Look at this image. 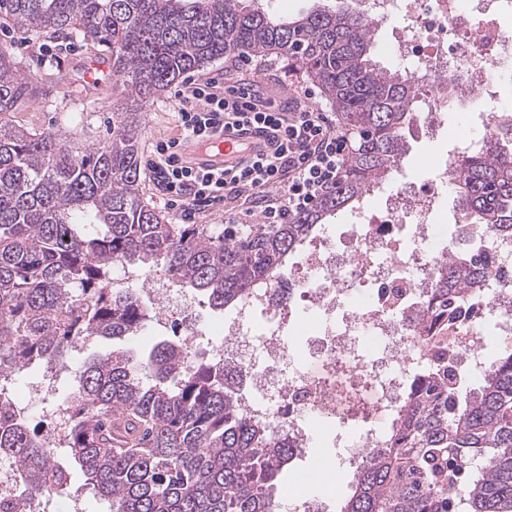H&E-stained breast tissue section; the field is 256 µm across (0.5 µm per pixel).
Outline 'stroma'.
<instances>
[{
    "mask_svg": "<svg viewBox=\"0 0 512 512\" xmlns=\"http://www.w3.org/2000/svg\"><path fill=\"white\" fill-rule=\"evenodd\" d=\"M1 47L14 54L21 74L41 90L35 101L23 104L14 112V125L38 132L59 131L85 147L95 146L108 136L116 95L112 91V74L100 70L108 58L107 52L79 39L37 37L12 27L0 28ZM194 77L198 80L217 77L228 84L242 77L252 78L259 81V89L265 96L281 101L314 88L303 74L289 72L287 60L276 55L254 56L246 63L235 57L222 58L196 71ZM461 112V106H452L450 115L437 128L425 127L419 121L412 124L406 133L409 150L382 188L368 198L369 210H380L388 196L428 180L429 170L424 160L454 148L455 117ZM139 134L140 153L145 157L157 142L178 137L170 91H163L158 99L147 103L141 112ZM69 379L68 372L59 373L43 400L29 398L27 391L17 385L11 389L10 396L18 406L32 413L33 426L44 429L52 425L50 406Z\"/></svg>",
    "mask_w": 512,
    "mask_h": 512,
    "instance_id": "obj_1",
    "label": "stroma"
}]
</instances>
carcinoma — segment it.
<instances>
[{
	"label": "carcinoma",
	"instance_id": "cac0c4a2",
	"mask_svg": "<svg viewBox=\"0 0 512 512\" xmlns=\"http://www.w3.org/2000/svg\"><path fill=\"white\" fill-rule=\"evenodd\" d=\"M1 17L104 45L121 91L110 136L91 149L16 127L5 116L38 89L0 48V457L48 497L79 470L112 512H275L288 430L248 418L224 363L187 358L181 336L145 358L118 348L80 365L60 403L62 453L43 447L7 385L67 364L80 338L122 340L159 320L141 289L110 287L118 264L158 269L216 311L258 282L282 287L288 257L316 227L398 165L418 85L374 61L372 22L354 0L292 19L249 0H0ZM270 54L314 82L351 135L336 188L286 224L165 223L140 198L138 107L215 60ZM450 184L468 223L511 233L512 130L460 151ZM487 274L470 250L434 267L414 334L436 361L409 386L386 446L365 455L342 512H448L451 499L456 512H512V350L471 390L448 350V330L477 318Z\"/></svg>",
	"mask_w": 512,
	"mask_h": 512
}]
</instances>
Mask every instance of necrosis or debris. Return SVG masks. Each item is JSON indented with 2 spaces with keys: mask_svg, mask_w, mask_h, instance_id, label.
<instances>
[{
  "mask_svg": "<svg viewBox=\"0 0 512 512\" xmlns=\"http://www.w3.org/2000/svg\"><path fill=\"white\" fill-rule=\"evenodd\" d=\"M507 9L512 0H368L366 14L375 27H390L394 55L413 63L423 110L436 125L449 101L494 97L499 68L512 62V29L501 19ZM453 159L436 158L428 187L390 197L380 211L359 212L338 239L308 242L291 268L289 297L260 286L224 321L217 355L243 374L240 404L248 416L275 431L287 428L298 455L317 444L335 447L337 429H352L346 456L314 473L321 495H289L293 512H329L339 468L357 469L390 437L387 421L426 367L428 353L409 318L430 298L433 268L448 251L436 214ZM455 219L459 244L493 262L480 291V320L448 335L462 347L460 363L476 374L488 365L487 335L512 347V235L466 223L460 213ZM145 292L188 337L202 335L206 324L179 289L153 275ZM302 318L309 328L288 334V324Z\"/></svg>",
  "mask_w": 512,
  "mask_h": 512,
  "instance_id": "1",
  "label": "necrosis or debris"
}]
</instances>
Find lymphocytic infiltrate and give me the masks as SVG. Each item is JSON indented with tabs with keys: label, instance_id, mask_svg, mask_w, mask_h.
I'll return each mask as SVG.
<instances>
[{
	"label": "lymphocytic infiltrate",
	"instance_id": "f902f5d3",
	"mask_svg": "<svg viewBox=\"0 0 512 512\" xmlns=\"http://www.w3.org/2000/svg\"><path fill=\"white\" fill-rule=\"evenodd\" d=\"M173 99L183 141H210L228 116L241 127L269 130L277 137L270 154L224 168L183 165L178 142L157 143L149 169L185 218L220 206L228 224L256 214L264 223L284 224L335 188L345 167L349 140L335 113L313 102L311 93L283 103L248 85L221 89L213 81L191 80Z\"/></svg>",
	"mask_w": 512,
	"mask_h": 512
}]
</instances>
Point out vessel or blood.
I'll return each mask as SVG.
<instances>
[{
  "mask_svg": "<svg viewBox=\"0 0 512 512\" xmlns=\"http://www.w3.org/2000/svg\"><path fill=\"white\" fill-rule=\"evenodd\" d=\"M269 145L265 137L242 130L237 125L225 127L223 133L214 140L211 148H203L188 143L180 150L183 163L192 166L221 167L247 154L266 153Z\"/></svg>",
  "mask_w": 512,
  "mask_h": 512,
  "instance_id": "b4317fda",
  "label": "vessel or blood"
}]
</instances>
